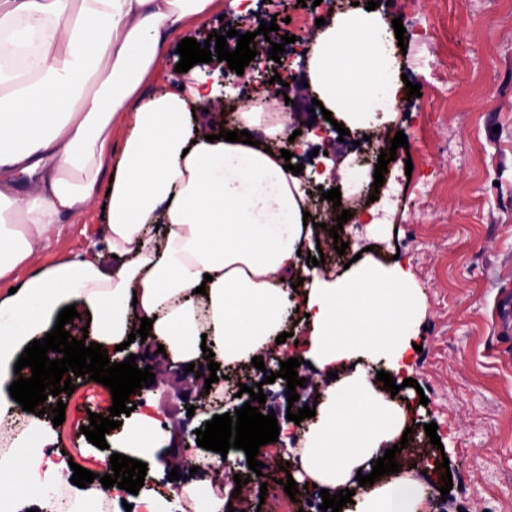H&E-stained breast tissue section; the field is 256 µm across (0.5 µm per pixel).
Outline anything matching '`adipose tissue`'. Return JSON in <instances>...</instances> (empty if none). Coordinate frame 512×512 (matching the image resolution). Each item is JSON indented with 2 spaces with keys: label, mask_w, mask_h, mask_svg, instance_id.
<instances>
[{
  "label": "adipose tissue",
  "mask_w": 512,
  "mask_h": 512,
  "mask_svg": "<svg viewBox=\"0 0 512 512\" xmlns=\"http://www.w3.org/2000/svg\"><path fill=\"white\" fill-rule=\"evenodd\" d=\"M219 0H0V278L27 261L60 217L89 205L107 160L112 124L133 121L108 186L111 265L58 264L0 299V419L17 403L9 387L20 353L52 330L61 310L89 312L88 339L120 359L117 345L152 319L150 338L176 363L226 370L274 347L291 310L312 326L304 360L338 376L303 436L299 480L330 493L371 471L407 427V412L379 391L357 358L384 359L401 379L420 309L412 270L367 256L334 281L303 267L312 205L302 177L283 168L297 119L271 118L267 92L236 113L259 146L219 139L205 108L220 93L205 74L149 97L172 38ZM392 23L381 11L331 14L307 61L310 91L349 130L396 115L401 85ZM353 371L340 376L345 366ZM164 436L150 416L113 439L122 455L153 463ZM425 489L407 471L380 477L356 512H423Z\"/></svg>",
  "instance_id": "1"
}]
</instances>
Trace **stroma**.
<instances>
[{
  "mask_svg": "<svg viewBox=\"0 0 512 512\" xmlns=\"http://www.w3.org/2000/svg\"><path fill=\"white\" fill-rule=\"evenodd\" d=\"M239 14L233 0L189 27L186 37L204 42L212 32L227 33L236 46L240 33L257 20L279 19L278 32L293 36L283 54L293 76L303 77L306 57L299 41H311L315 28L303 24L310 8L300 0H251ZM404 28L434 24L428 44L406 41L401 71L422 85L421 96L401 101L392 131L404 132L408 145L396 150L385 181L371 207L378 224L347 221L342 235L352 259L371 248L382 265H411L421 308L411 338L417 387H404L400 403L419 424L436 423L441 440L428 459L436 477H451L446 498H433L425 512H512V348L501 339L497 309L512 292V0H390L385 7ZM440 58L439 69L419 67L420 55ZM108 203L98 187L90 206L62 215L46 240L34 244L27 262L0 279V298L31 276L67 260L107 253ZM280 357L265 353L263 369L247 374V386L262 384L261 414H275L289 436L302 439L303 428L289 422L285 382L264 380V369H279ZM65 400V420L50 424V450L102 475L110 472L111 452L82 434L89 413L107 414L108 387L87 377L73 378ZM184 384L162 374L131 403L145 411L154 403L173 438L194 433L218 407L190 412ZM284 489H261L251 482L229 496L233 512H287Z\"/></svg>",
  "mask_w": 512,
  "mask_h": 512,
  "instance_id": "35a3bbf8",
  "label": "stroma"
}]
</instances>
